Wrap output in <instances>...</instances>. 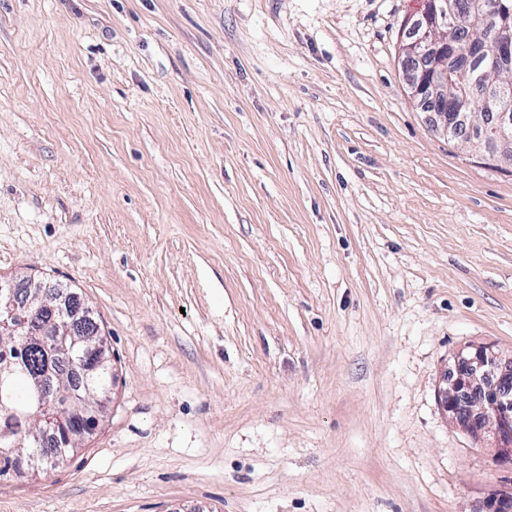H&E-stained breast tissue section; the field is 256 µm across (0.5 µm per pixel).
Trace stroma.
I'll return each mask as SVG.
<instances>
[{
	"instance_id": "35a3bbf8",
	"label": "stroma",
	"mask_w": 512,
	"mask_h": 512,
	"mask_svg": "<svg viewBox=\"0 0 512 512\" xmlns=\"http://www.w3.org/2000/svg\"><path fill=\"white\" fill-rule=\"evenodd\" d=\"M423 0H0V275L117 374L0 512H482L441 375L512 348V168L398 62Z\"/></svg>"
}]
</instances>
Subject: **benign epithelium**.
<instances>
[{"label":"benign epithelium","mask_w":512,"mask_h":512,"mask_svg":"<svg viewBox=\"0 0 512 512\" xmlns=\"http://www.w3.org/2000/svg\"><path fill=\"white\" fill-rule=\"evenodd\" d=\"M491 27L486 40L477 28ZM410 97L429 114L437 129L452 138L478 140L484 158L497 161L512 151V103L508 89L487 81L489 73L512 72V4L507 0H424L421 13L406 24L398 57ZM459 74L469 89L481 91L482 112L493 122L476 133L470 99L452 90L451 76ZM53 295L52 309L61 321L36 316L31 307L43 296ZM92 322L91 310L81 306L72 293L50 288L31 276L18 281L0 276V335L25 337L59 336L60 353L71 358L66 337L79 336ZM109 362L105 341L87 343L79 357L78 373L90 379ZM32 397L48 408L43 380L31 382ZM439 402L447 419L489 448L500 465L512 466V349L490 344L470 345L454 356L453 366L442 376ZM77 392L66 395L65 418L49 416L46 434L56 443L70 444L95 423L97 408L82 403ZM17 442L0 434V468L9 470L15 461ZM492 512H512V489L493 493Z\"/></svg>","instance_id":"obj_1"}]
</instances>
